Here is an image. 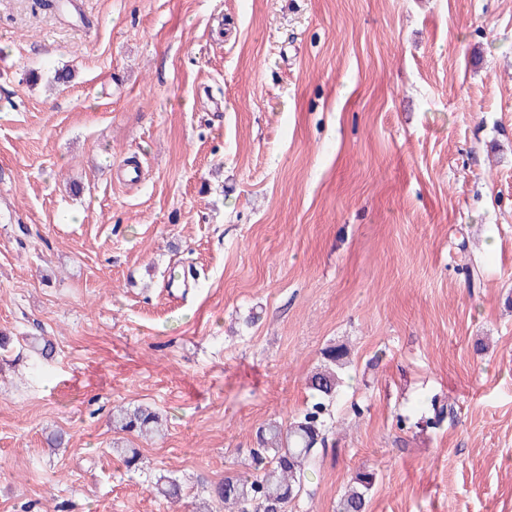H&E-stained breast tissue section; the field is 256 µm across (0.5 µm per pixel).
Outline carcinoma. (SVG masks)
I'll return each instance as SVG.
<instances>
[{
    "mask_svg": "<svg viewBox=\"0 0 512 512\" xmlns=\"http://www.w3.org/2000/svg\"><path fill=\"white\" fill-rule=\"evenodd\" d=\"M349 356L343 344L331 345L323 351V364L307 381L312 400L288 423L274 420L262 426L257 432V447L250 450L251 468L228 471L224 480L209 484L212 499L233 506L237 512H288L289 503L304 490L318 446L325 444L326 416L339 395ZM444 415L445 407L433 400L421 423L434 428ZM112 423L128 433L152 435L162 431L159 414L143 407L118 411ZM376 479L373 469L365 467L353 472L337 512H366L367 496ZM155 488L170 500L178 498L182 491L180 481L172 476L160 477Z\"/></svg>",
    "mask_w": 512,
    "mask_h": 512,
    "instance_id": "cac0c4a2",
    "label": "carcinoma"
}]
</instances>
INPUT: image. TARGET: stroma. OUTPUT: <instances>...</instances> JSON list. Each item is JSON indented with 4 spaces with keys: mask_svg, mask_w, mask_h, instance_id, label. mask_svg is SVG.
<instances>
[{
    "mask_svg": "<svg viewBox=\"0 0 512 512\" xmlns=\"http://www.w3.org/2000/svg\"><path fill=\"white\" fill-rule=\"evenodd\" d=\"M76 2L0 0V512H196L335 343L291 512H512V0ZM112 417L113 425L128 433L152 435L160 434L162 431L161 417L148 408L137 407L120 410ZM374 469L360 468L352 473L349 483L341 495L337 512H365L367 496L376 483Z\"/></svg>",
    "mask_w": 512,
    "mask_h": 512,
    "instance_id": "1",
    "label": "stroma"
}]
</instances>
